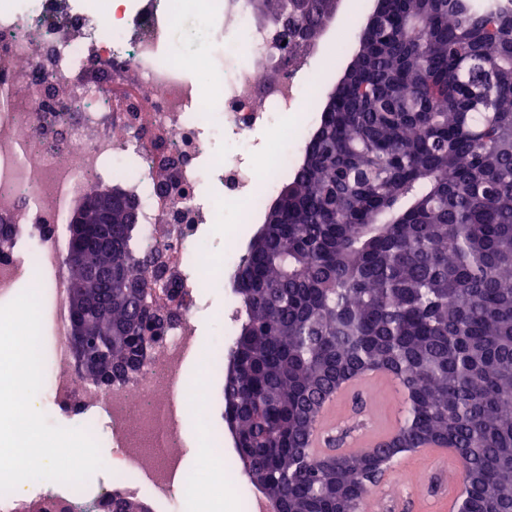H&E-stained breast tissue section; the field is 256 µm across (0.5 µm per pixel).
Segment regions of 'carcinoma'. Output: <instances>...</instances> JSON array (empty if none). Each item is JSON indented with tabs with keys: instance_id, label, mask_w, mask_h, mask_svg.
<instances>
[{
	"instance_id": "obj_1",
	"label": "carcinoma",
	"mask_w": 512,
	"mask_h": 512,
	"mask_svg": "<svg viewBox=\"0 0 512 512\" xmlns=\"http://www.w3.org/2000/svg\"><path fill=\"white\" fill-rule=\"evenodd\" d=\"M338 0L295 21L326 26ZM232 276L243 307L224 368V421L276 512H362L402 454L460 461L458 512H512V0H389L359 31L333 110L265 204ZM112 223V275L72 281L112 311L101 385L139 370L177 318L146 300L167 265ZM69 261L100 263L69 243ZM390 375L405 418L357 453L309 447L330 396ZM109 512H147L119 494Z\"/></svg>"
}]
</instances>
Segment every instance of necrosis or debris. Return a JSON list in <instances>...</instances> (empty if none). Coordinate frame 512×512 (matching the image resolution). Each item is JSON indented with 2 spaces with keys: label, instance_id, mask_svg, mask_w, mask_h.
<instances>
[{
  "label": "necrosis or debris",
  "instance_id": "obj_1",
  "mask_svg": "<svg viewBox=\"0 0 512 512\" xmlns=\"http://www.w3.org/2000/svg\"><path fill=\"white\" fill-rule=\"evenodd\" d=\"M199 4L202 22L222 34L217 64L204 50L176 54L178 0H138L117 15L87 11L83 0H0V218L13 226L0 301L38 290L47 398L61 409L79 397L106 418L103 433L125 461L124 494L159 512H178L197 492L181 473L182 420L211 403L218 363L195 376L187 360L211 357L196 316L241 256L225 217L251 222L258 194L296 167L290 154L259 167L250 136L272 115L308 111L307 76L321 54L315 46L283 57L251 0ZM217 139L228 149L213 150ZM112 185L138 203V244L167 262L173 285L155 284L152 301L181 316L139 373L107 391L82 382L71 362L64 226L71 204ZM213 224L224 227L219 252L206 242ZM111 494L61 483L39 499L43 512L62 499L74 512H99Z\"/></svg>",
  "mask_w": 512,
  "mask_h": 512
}]
</instances>
